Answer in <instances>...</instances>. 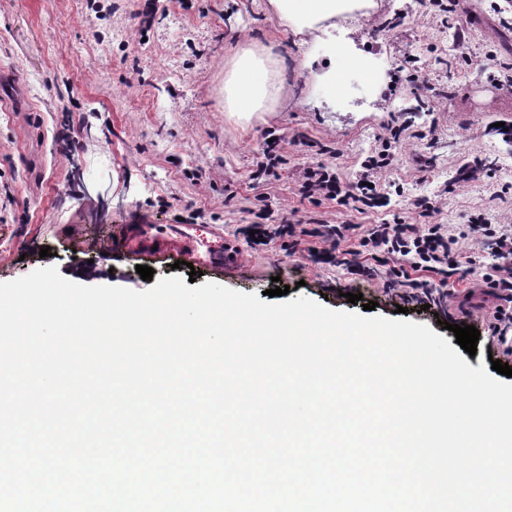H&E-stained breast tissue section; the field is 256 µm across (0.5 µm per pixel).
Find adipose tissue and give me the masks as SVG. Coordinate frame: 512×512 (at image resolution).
I'll return each mask as SVG.
<instances>
[{"instance_id": "adipose-tissue-1", "label": "adipose tissue", "mask_w": 512, "mask_h": 512, "mask_svg": "<svg viewBox=\"0 0 512 512\" xmlns=\"http://www.w3.org/2000/svg\"><path fill=\"white\" fill-rule=\"evenodd\" d=\"M275 13L292 31L300 33L324 23L370 9L373 0H270ZM332 66L315 75L328 98L342 96L349 73L363 71L370 83H377L365 57L352 43L331 48ZM284 94L276 79L275 62L262 49L246 44L238 48L224 68V110L237 122L249 123L273 112Z\"/></svg>"}]
</instances>
